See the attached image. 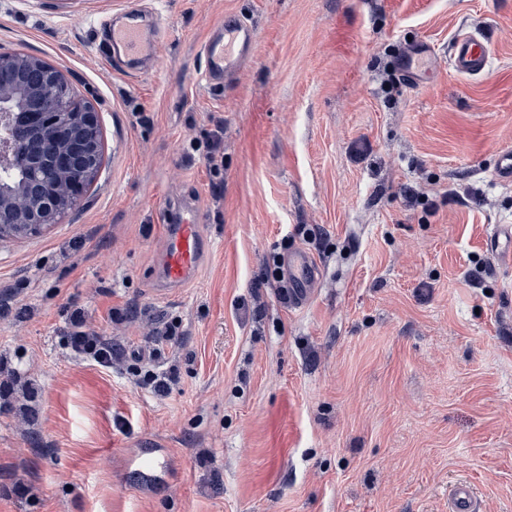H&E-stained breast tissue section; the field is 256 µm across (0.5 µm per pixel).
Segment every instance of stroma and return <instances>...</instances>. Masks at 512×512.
<instances>
[{
	"instance_id": "1",
	"label": "stroma",
	"mask_w": 512,
	"mask_h": 512,
	"mask_svg": "<svg viewBox=\"0 0 512 512\" xmlns=\"http://www.w3.org/2000/svg\"><path fill=\"white\" fill-rule=\"evenodd\" d=\"M141 0H0V53L42 59L100 114L103 163L40 235L0 241V512H448L471 484L512 512V0H159L156 67L107 69L99 19ZM244 22L255 55L201 79L211 25ZM485 34L487 70L396 67L412 41L447 53ZM224 124V165L199 149ZM209 247L165 284L183 203ZM301 248L320 268L289 303L272 272ZM111 336V370L68 354L69 318ZM177 382L164 397L128 366ZM169 449L151 490L125 450Z\"/></svg>"
}]
</instances>
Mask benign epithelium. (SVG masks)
I'll list each match as a JSON object with an SVG mask.
<instances>
[{"mask_svg": "<svg viewBox=\"0 0 512 512\" xmlns=\"http://www.w3.org/2000/svg\"><path fill=\"white\" fill-rule=\"evenodd\" d=\"M17 71L25 72L31 84L42 85L56 70L34 56L0 54V173L13 170L17 154L34 167L50 169L48 176H28L20 188L0 193V233L35 234L59 223L85 195L88 157L102 140V127L90 102L64 97L53 102L37 98L17 119L12 106Z\"/></svg>", "mask_w": 512, "mask_h": 512, "instance_id": "obj_1", "label": "benign epithelium"}]
</instances>
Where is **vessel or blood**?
Returning a JSON list of instances; mask_svg holds the SVG:
<instances>
[{"label": "vessel or blood", "mask_w": 512, "mask_h": 512, "mask_svg": "<svg viewBox=\"0 0 512 512\" xmlns=\"http://www.w3.org/2000/svg\"><path fill=\"white\" fill-rule=\"evenodd\" d=\"M101 30L110 33L112 54L109 62L126 73H134L139 65L154 58L163 33L161 21L145 24L139 12L116 11L99 22ZM255 37L244 23H218L209 31L201 45L204 61L202 76L210 85L228 81L252 59ZM487 42L471 31L459 32L451 43L448 66L463 75H479L489 64ZM401 67L409 78H417L419 69L437 71L438 55L430 44H416L405 49ZM204 253V239L198 232L194 208H183L178 223L168 225L163 275L172 284L191 282L197 263ZM283 275L289 284L288 300L296 305L307 303L314 294L320 269L306 252L286 256ZM172 463L164 448H136L126 455V466L132 469L141 486H148ZM448 512H479V503L470 484L457 483L448 500Z\"/></svg>", "instance_id": "vessel-or-blood-1"}]
</instances>
